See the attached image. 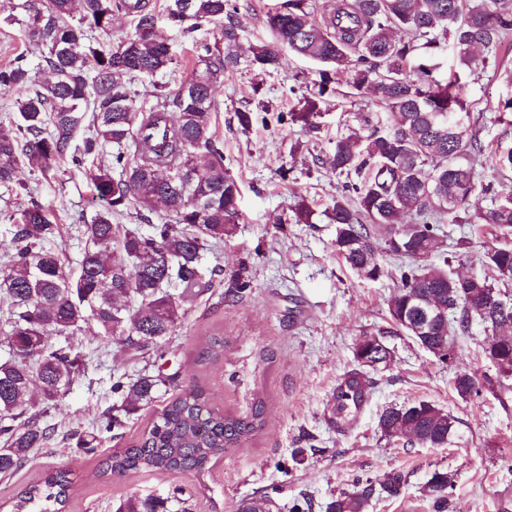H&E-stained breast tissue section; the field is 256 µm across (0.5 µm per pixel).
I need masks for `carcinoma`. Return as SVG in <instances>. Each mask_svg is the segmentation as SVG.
<instances>
[{
  "mask_svg": "<svg viewBox=\"0 0 512 512\" xmlns=\"http://www.w3.org/2000/svg\"><path fill=\"white\" fill-rule=\"evenodd\" d=\"M186 3L176 11L175 4ZM310 0H284L266 15L275 44H259L246 59L238 54L235 0H167L164 13L148 0H0V15L21 26L38 51L37 66L51 79H37L26 54L0 69V86L24 90L17 120L0 126V186L27 189L22 169L49 173L67 159L80 166L106 144L112 160L90 169L96 196L104 206L82 225L85 246L73 274L60 255L43 246L54 233L52 211L34 203L15 224L12 248L0 264V294L11 303L0 323V475L27 466L32 450L55 432L40 417L60 404L81 372L83 358L68 343L83 326L110 346L119 338L133 354L146 352L171 336L185 306L209 284L203 280L201 254L211 240L222 239L239 223L241 192L224 170V156L211 135L218 109L217 78L240 65L264 71L279 65L276 45L325 69L318 89L302 96L289 120L310 131L319 129L320 104L332 77L347 74L352 94L370 93L381 111L361 122L366 134L336 139L326 158L328 169L344 178L327 212L336 225L334 247L359 277L377 280L376 237L383 251L405 259L400 283L388 299L391 321L423 350L424 337L454 345L477 321L491 331L485 354L498 356L501 376L512 378V187L476 181L475 161L482 157L499 170L512 171V146L486 141L484 112L467 100L461 79L489 67L499 68V50L512 35V0H339L315 14ZM133 17L134 31L117 35L116 14ZM221 24L214 41L194 33ZM193 40L195 63L186 78L157 87L155 106L137 105L134 81L165 73L175 62L168 30ZM451 48L458 71L440 77L443 49ZM88 135L74 143L77 131ZM491 199L484 213L468 216L471 198ZM162 202L164 221L147 233L119 230L115 216L131 209L150 210ZM410 221H403L405 213ZM470 224L483 234L494 229L478 256L482 272L453 268L468 240L456 241L445 255L441 225ZM429 298L445 308L446 318L432 320L417 335L412 298ZM224 356V337L212 336L199 362ZM357 367L337 381L329 422L342 429L367 403L372 388L365 368L392 359L381 333H367L355 348ZM160 374L119 376L112 393L123 398L116 411L130 416L149 406ZM486 383L473 373L453 378L463 400L478 396ZM264 405L241 417L213 406L207 393L192 387L171 398L135 444L113 451L96 476L110 478L140 471L180 476L199 473L224 451L251 439L263 424ZM455 420L435 404L420 400L389 407L378 418L385 438L437 447L454 432ZM403 477L390 472L353 492H342L326 512H366L381 490L399 492ZM455 474L437 471L428 488L434 512H448ZM73 486L69 470L47 473L22 490L11 512H62ZM119 512H191L185 490L176 495H129ZM237 512H270L265 498L241 501Z\"/></svg>",
  "mask_w": 512,
  "mask_h": 512,
  "instance_id": "carcinoma-1",
  "label": "carcinoma"
}]
</instances>
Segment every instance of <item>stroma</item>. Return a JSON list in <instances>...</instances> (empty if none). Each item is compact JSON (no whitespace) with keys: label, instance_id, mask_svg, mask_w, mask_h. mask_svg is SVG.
Segmentation results:
<instances>
[{"label":"stroma","instance_id":"1","mask_svg":"<svg viewBox=\"0 0 512 512\" xmlns=\"http://www.w3.org/2000/svg\"><path fill=\"white\" fill-rule=\"evenodd\" d=\"M278 2L236 0L240 55L272 42L265 19ZM318 79L317 64L285 49L277 69L242 67L219 76L212 131L225 169L241 186L242 219L201 255L209 290L187 308L161 350L132 355L117 342L105 348L88 327L71 336V344L86 357L85 371L63 402L43 416L57 427L55 439L34 450L21 471L0 477L1 506H9L46 470L64 468L76 475L64 512H116L127 494H163L177 486L191 493L194 512H235L241 500L264 495L272 512H290L296 504L303 512H325L340 492L398 471L404 476L398 494L374 497L367 512H433L425 485L442 469L456 480L449 512H512V378L501 379L485 356L489 332L473 325L457 339L453 361L441 363L390 320L388 299L399 282L398 260L380 254L386 274L368 281L349 270L332 247L336 227L325 211L341 180L323 160L337 137L362 132L360 115L377 109L373 97L328 98L320 128L313 132L298 123H263L255 110L263 99L278 110L295 111ZM466 95L486 108V139L512 145V127L495 120L498 102L512 95V87L491 72H479L469 78ZM245 109L252 112L246 128L237 119ZM24 179L27 190L0 188V253L11 247L9 214L35 201L53 210L56 230L46 248L76 262L84 246L80 226L101 206L87 168L64 162L53 177L28 172ZM301 202L313 210V223H295ZM239 274L250 279L251 288L242 297L228 298L226 290ZM377 330L387 331L393 360L372 371L370 400L355 421L336 429L328 412L336 382L354 367L355 344L363 333ZM212 336L223 337L224 355L205 365L198 353ZM159 370L172 380L153 406L126 418L117 434L100 431L99 417L118 400L111 392L113 377ZM472 371L498 382V389L459 398L451 380ZM194 385L205 389L215 407L234 414L263 404L261 430L197 477L141 471L94 478L107 455L142 436L156 408ZM419 400L456 418L447 446L427 448L382 437L379 414Z\"/></svg>","mask_w":512,"mask_h":512}]
</instances>
